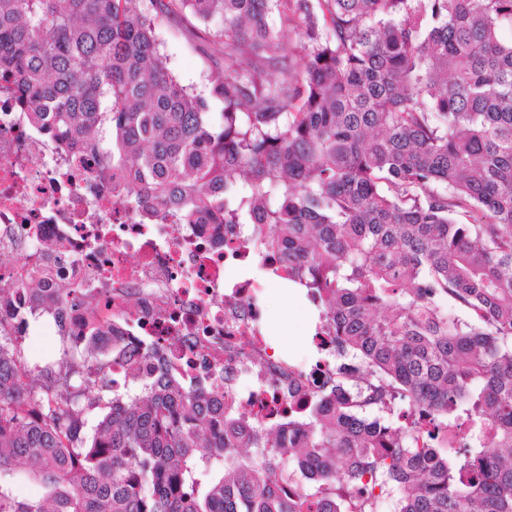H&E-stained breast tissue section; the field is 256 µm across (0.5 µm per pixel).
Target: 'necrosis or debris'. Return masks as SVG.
<instances>
[{
    "label": "necrosis or debris",
    "instance_id": "obj_1",
    "mask_svg": "<svg viewBox=\"0 0 512 512\" xmlns=\"http://www.w3.org/2000/svg\"><path fill=\"white\" fill-rule=\"evenodd\" d=\"M94 161L74 170L50 137L31 130L0 87V284L34 279L46 291L80 287L109 318L125 357L146 380L202 387L225 406L259 412L263 425L287 426L304 413L319 377L267 351L260 297L267 260L239 224L143 223L138 210L95 186ZM60 250H52V243Z\"/></svg>",
    "mask_w": 512,
    "mask_h": 512
}]
</instances>
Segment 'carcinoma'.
<instances>
[{"mask_svg": "<svg viewBox=\"0 0 512 512\" xmlns=\"http://www.w3.org/2000/svg\"><path fill=\"white\" fill-rule=\"evenodd\" d=\"M150 4L0 0V78L144 221L251 225L318 310L336 396L267 429L135 363L120 393L94 306L56 365L0 328V512H512V0ZM170 15L224 60L217 125L160 52ZM19 291L24 320L85 294L21 281L0 310ZM13 474L15 477L14 488L17 493L24 496H40L44 492L38 482L28 477L22 464L18 463L13 466Z\"/></svg>", "mask_w": 512, "mask_h": 512, "instance_id": "obj_1", "label": "carcinoma"}]
</instances>
